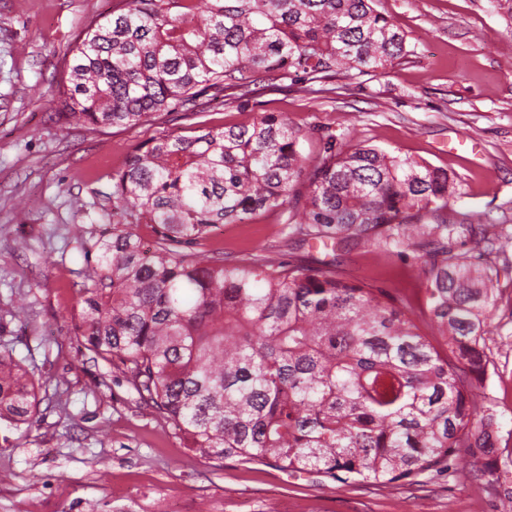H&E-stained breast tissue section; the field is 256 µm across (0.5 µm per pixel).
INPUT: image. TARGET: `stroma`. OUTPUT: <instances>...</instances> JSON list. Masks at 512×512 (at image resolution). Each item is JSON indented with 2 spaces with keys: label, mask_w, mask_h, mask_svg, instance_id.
I'll list each match as a JSON object with an SVG mask.
<instances>
[{
  "label": "stroma",
  "mask_w": 512,
  "mask_h": 512,
  "mask_svg": "<svg viewBox=\"0 0 512 512\" xmlns=\"http://www.w3.org/2000/svg\"><path fill=\"white\" fill-rule=\"evenodd\" d=\"M113 0H0V350L22 359L40 387L31 426L0 422V512H500V487L474 465L469 477L378 488L261 462L203 459L178 430L68 330L93 263L84 257L110 207L112 174L137 144L192 121L158 112L143 125L59 122L60 61L86 21ZM407 36L409 53L382 73L344 72L323 83L261 90L211 104L214 127L287 113L307 131L364 143L453 173L452 209L512 224V22L499 0H374ZM36 198L29 213L18 198ZM235 257L336 265L352 281L409 306L421 333L419 265L361 246H294L280 213L224 224L196 245ZM486 339L482 390L498 411L495 454L512 474V280L502 279Z\"/></svg>",
  "instance_id": "stroma-1"
}]
</instances>
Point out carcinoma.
<instances>
[{
    "label": "carcinoma",
    "mask_w": 512,
    "mask_h": 512,
    "mask_svg": "<svg viewBox=\"0 0 512 512\" xmlns=\"http://www.w3.org/2000/svg\"><path fill=\"white\" fill-rule=\"evenodd\" d=\"M372 2L115 0L64 56L61 119L135 128L156 112H203L208 91L246 102L277 81L382 72L408 50ZM304 138L263 112L136 146L112 174V223L69 332L202 458L379 488L458 478L465 455L495 473L497 410L479 387L512 226L448 214L460 188L442 169L333 133L310 166ZM277 211L295 246L363 244L420 263L442 347L334 268L191 251L219 224ZM37 407L22 362L0 352V420L30 425Z\"/></svg>",
    "instance_id": "1"
}]
</instances>
